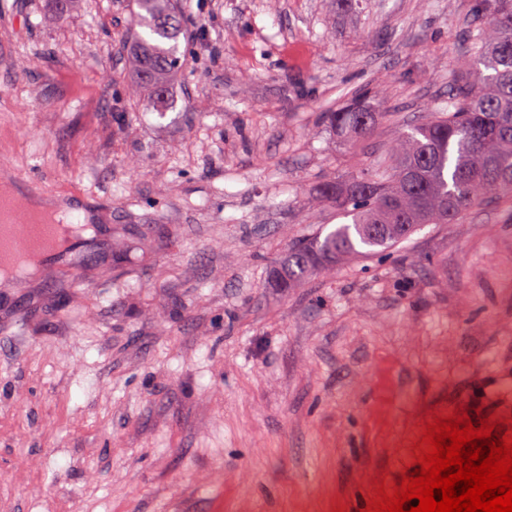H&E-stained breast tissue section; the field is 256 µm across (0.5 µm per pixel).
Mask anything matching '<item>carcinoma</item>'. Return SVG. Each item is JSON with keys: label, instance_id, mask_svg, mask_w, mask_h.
Instances as JSON below:
<instances>
[{"label": "carcinoma", "instance_id": "1", "mask_svg": "<svg viewBox=\"0 0 512 512\" xmlns=\"http://www.w3.org/2000/svg\"><path fill=\"white\" fill-rule=\"evenodd\" d=\"M475 16L474 52L452 58L448 103L401 132L372 170L322 186L321 198L350 222L290 245L274 287L292 288L365 248L394 246L425 224H456L484 199L512 195V0H476ZM183 20L172 0H136L131 26L145 34L133 38L132 65L160 105L180 67ZM388 117L376 90L321 113L320 122L359 140Z\"/></svg>", "mask_w": 512, "mask_h": 512}]
</instances>
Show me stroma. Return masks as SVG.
Wrapping results in <instances>:
<instances>
[{
	"label": "stroma",
	"mask_w": 512,
	"mask_h": 512,
	"mask_svg": "<svg viewBox=\"0 0 512 512\" xmlns=\"http://www.w3.org/2000/svg\"><path fill=\"white\" fill-rule=\"evenodd\" d=\"M474 2L174 0L158 113L134 0H0V170L96 227L0 292V512H359L426 411L512 419V197L268 285L447 100ZM371 88L369 138L320 124Z\"/></svg>",
	"instance_id": "obj_1"
}]
</instances>
